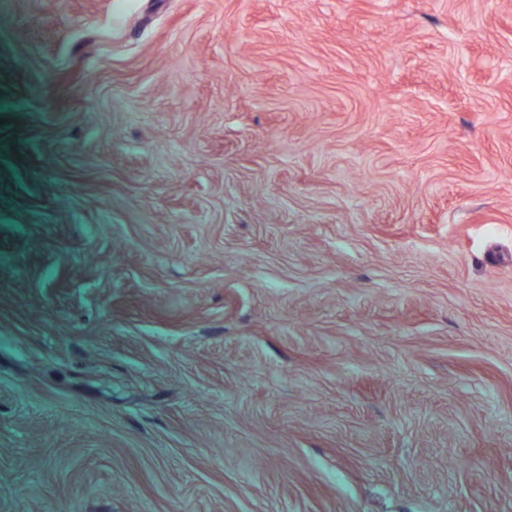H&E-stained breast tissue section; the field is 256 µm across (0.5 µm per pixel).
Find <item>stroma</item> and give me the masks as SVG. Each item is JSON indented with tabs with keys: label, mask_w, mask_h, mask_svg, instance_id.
I'll list each match as a JSON object with an SVG mask.
<instances>
[{
	"label": "stroma",
	"mask_w": 512,
	"mask_h": 512,
	"mask_svg": "<svg viewBox=\"0 0 512 512\" xmlns=\"http://www.w3.org/2000/svg\"><path fill=\"white\" fill-rule=\"evenodd\" d=\"M0 512H512V0H0Z\"/></svg>",
	"instance_id": "1"
}]
</instances>
